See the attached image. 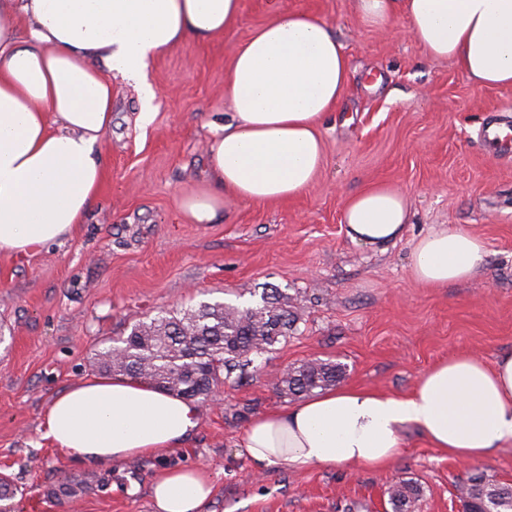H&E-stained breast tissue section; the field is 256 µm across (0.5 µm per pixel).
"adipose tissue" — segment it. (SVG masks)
<instances>
[{"label":"adipose tissue","instance_id":"ef3b65f1","mask_svg":"<svg viewBox=\"0 0 512 512\" xmlns=\"http://www.w3.org/2000/svg\"><path fill=\"white\" fill-rule=\"evenodd\" d=\"M368 25L403 18L410 36L477 86L512 88V0H356ZM241 0H0V255H27L71 237L96 202L105 168L98 154L112 125V75L153 119L152 58L189 40L223 36ZM343 44L319 16L277 11L233 53L224 73L231 114L209 145L205 182L177 210L213 223L228 199L283 202L302 194L324 161L320 126L349 83ZM409 211L401 189L372 184L351 196L342 222L367 246L400 239ZM487 250L478 236L439 227L416 243L411 271L432 288L473 278ZM192 401L126 376L84 380L56 395L44 437L99 467L164 457L197 426ZM469 463L512 446V354L493 364L460 354L426 371L404 396L359 387L319 391L252 417L239 446L254 471L351 463L391 467L401 433ZM214 489L202 466L164 468L155 512H203Z\"/></svg>","mask_w":512,"mask_h":512}]
</instances>
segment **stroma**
<instances>
[{
	"label": "stroma",
	"mask_w": 512,
	"mask_h": 512,
	"mask_svg": "<svg viewBox=\"0 0 512 512\" xmlns=\"http://www.w3.org/2000/svg\"><path fill=\"white\" fill-rule=\"evenodd\" d=\"M278 9L323 18L350 59L348 88L321 124L323 167L292 200H228L215 223L180 219L176 199L200 181L212 125L229 110L232 54ZM148 79L157 96L144 128L138 92L112 81L106 179L84 224L32 255H0V477L17 489L9 512H152L150 486L165 462L209 469L205 512H391L387 490L402 479L421 489L417 512H462L456 486L471 467L411 427L383 470L283 464L254 478L238 445L254 415L291 406L276 382L304 362L338 361L343 384L405 395L439 360L512 352V154L478 140L486 123L512 126V88L475 86L430 58L404 21L366 25L354 0H242L224 36L173 47L151 61ZM374 182L399 187L410 211L401 239L378 248L352 242L340 222L347 198ZM440 224L480 237L486 262L469 281L426 288L410 256ZM267 288L291 297L295 331L201 406L166 461L100 468L43 439L48 404L95 377L102 343L161 312L247 307ZM75 479L86 482L82 498L47 500L50 486Z\"/></svg>",
	"instance_id": "35a3bbf8"
}]
</instances>
